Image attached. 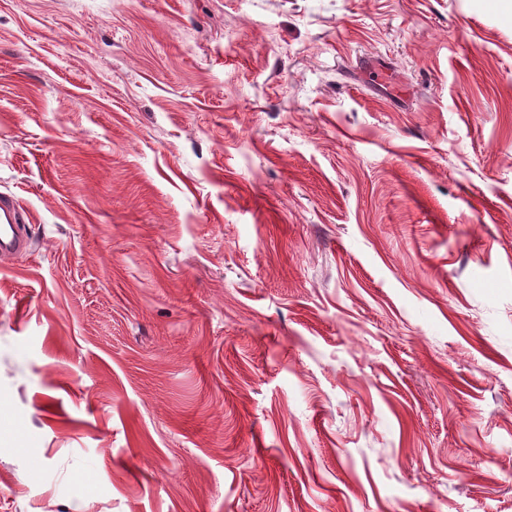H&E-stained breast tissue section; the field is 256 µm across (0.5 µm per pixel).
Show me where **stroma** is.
Wrapping results in <instances>:
<instances>
[{
  "label": "stroma",
  "instance_id": "35a3bbf8",
  "mask_svg": "<svg viewBox=\"0 0 512 512\" xmlns=\"http://www.w3.org/2000/svg\"><path fill=\"white\" fill-rule=\"evenodd\" d=\"M0 512H512V0H0ZM29 223L28 213L14 196L5 194L0 196V254L2 257L23 253L29 249L31 245Z\"/></svg>",
  "mask_w": 512,
  "mask_h": 512
}]
</instances>
